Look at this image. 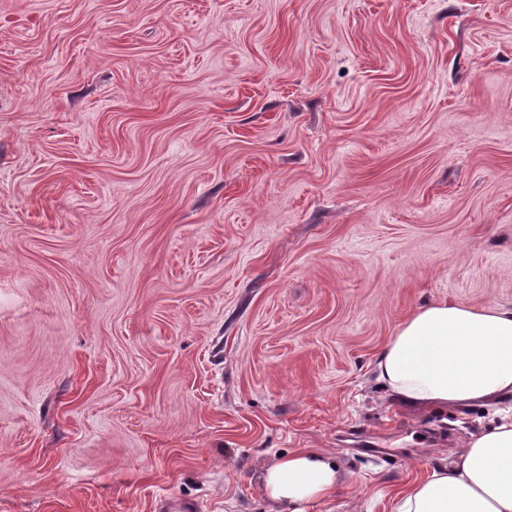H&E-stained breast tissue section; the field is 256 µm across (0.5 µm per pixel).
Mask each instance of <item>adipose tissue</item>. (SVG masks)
Returning a JSON list of instances; mask_svg holds the SVG:
<instances>
[{
  "instance_id": "1",
  "label": "adipose tissue",
  "mask_w": 512,
  "mask_h": 512,
  "mask_svg": "<svg viewBox=\"0 0 512 512\" xmlns=\"http://www.w3.org/2000/svg\"><path fill=\"white\" fill-rule=\"evenodd\" d=\"M378 378L398 404L442 411L512 396V306L445 300L413 311L376 358ZM281 512H312L339 487L335 462L301 448L261 472ZM396 512H512V416L493 419L456 458L400 493Z\"/></svg>"
}]
</instances>
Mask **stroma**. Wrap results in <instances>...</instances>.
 <instances>
[{
	"label": "stroma",
	"instance_id": "obj_1",
	"mask_svg": "<svg viewBox=\"0 0 512 512\" xmlns=\"http://www.w3.org/2000/svg\"><path fill=\"white\" fill-rule=\"evenodd\" d=\"M512 305V0H0V512H394L487 426L374 374ZM266 495L280 512H310L339 487L336 463L316 449L301 448L280 457L259 475Z\"/></svg>",
	"mask_w": 512,
	"mask_h": 512
}]
</instances>
